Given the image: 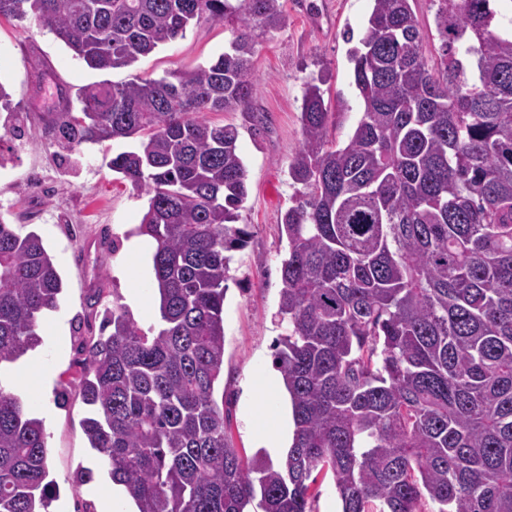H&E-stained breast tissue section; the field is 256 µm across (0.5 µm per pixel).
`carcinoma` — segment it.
I'll return each mask as SVG.
<instances>
[{
	"instance_id": "1",
	"label": "carcinoma",
	"mask_w": 512,
	"mask_h": 512,
	"mask_svg": "<svg viewBox=\"0 0 512 512\" xmlns=\"http://www.w3.org/2000/svg\"><path fill=\"white\" fill-rule=\"evenodd\" d=\"M347 140L310 81L288 164L274 355L293 414L283 463L234 447L224 373L229 253L247 169L233 125L281 0H0L94 70L128 67L202 21L231 38L215 60L82 89L47 113L68 144L132 140L110 169L149 196L159 329L115 306L80 377L90 448L136 512H312L331 475L341 512H512V19L490 0H437L430 62L411 0H373ZM62 279L42 239L0 220V367L42 344ZM47 434L0 376V512H48Z\"/></svg>"
}]
</instances>
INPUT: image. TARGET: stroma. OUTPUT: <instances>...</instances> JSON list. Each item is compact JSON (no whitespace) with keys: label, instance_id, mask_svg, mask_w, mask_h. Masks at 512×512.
I'll use <instances>...</instances> for the list:
<instances>
[{"label":"stroma","instance_id":"1","mask_svg":"<svg viewBox=\"0 0 512 512\" xmlns=\"http://www.w3.org/2000/svg\"><path fill=\"white\" fill-rule=\"evenodd\" d=\"M285 27L267 38L254 58L256 91L247 111L213 112L211 121L232 124L247 168L248 196L239 224L251 234L248 245L231 254L224 300V376L215 387L236 448L251 456L267 450L273 462L286 451L265 449L255 426L254 394L273 370L275 344L285 325L278 316L281 261L288 251L280 218L293 203L289 159L302 138L300 112L305 85L324 81V103L336 115L331 133L344 142L363 110L353 86L350 51L365 33L373 0H283ZM230 38L223 24L203 22L134 65L102 73L75 58L49 30L30 21L0 19V82L13 110L0 109V220L20 233L41 236L59 271L64 290L52 319L64 327V346L44 339L39 351L50 365L53 415L49 434V477L59 494L49 512L99 508L95 494L110 480L80 425L85 407L78 396L81 349L99 336L112 306L126 308L142 329L157 326L158 314L131 300L125 275L130 245L148 206L146 195L107 166L111 142L68 148L44 129L59 93L72 109L87 85L134 77L159 78L177 68L210 62ZM345 101L347 111L337 109ZM94 469L93 480L74 486L79 467Z\"/></svg>","mask_w":512,"mask_h":512}]
</instances>
